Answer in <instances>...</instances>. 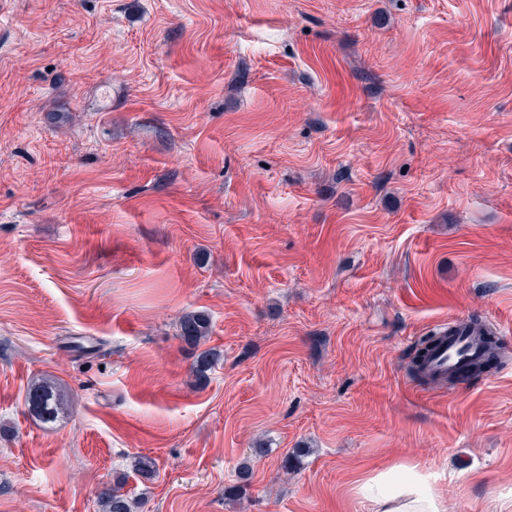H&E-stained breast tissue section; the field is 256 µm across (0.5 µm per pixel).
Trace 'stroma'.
<instances>
[{
	"label": "stroma",
	"mask_w": 512,
	"mask_h": 512,
	"mask_svg": "<svg viewBox=\"0 0 512 512\" xmlns=\"http://www.w3.org/2000/svg\"><path fill=\"white\" fill-rule=\"evenodd\" d=\"M456 318L500 356L421 389ZM393 465L512 505V0H0V512H368ZM180 336L189 344L199 345L211 331L208 315L202 312L185 313L179 320ZM27 405L29 413L43 423L55 421L64 407L60 391L49 379H43L31 386ZM96 499L102 512H136L138 509V501L122 493L120 487L103 486Z\"/></svg>",
	"instance_id": "stroma-1"
}]
</instances>
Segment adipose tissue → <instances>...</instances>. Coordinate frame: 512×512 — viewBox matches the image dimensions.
Listing matches in <instances>:
<instances>
[{
	"mask_svg": "<svg viewBox=\"0 0 512 512\" xmlns=\"http://www.w3.org/2000/svg\"><path fill=\"white\" fill-rule=\"evenodd\" d=\"M370 512H448V502L430 475L394 466L368 477L359 487Z\"/></svg>",
	"mask_w": 512,
	"mask_h": 512,
	"instance_id": "adipose-tissue-1",
	"label": "adipose tissue"
}]
</instances>
